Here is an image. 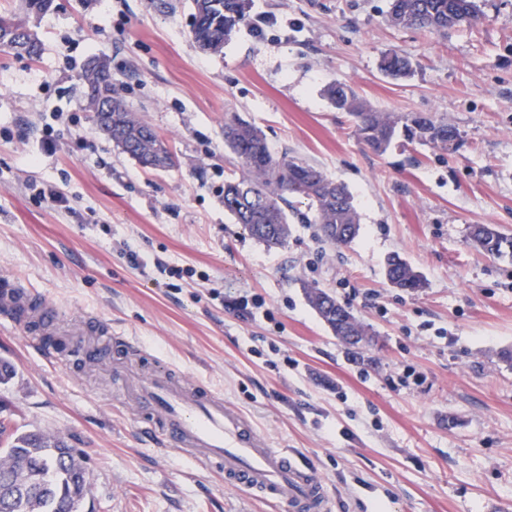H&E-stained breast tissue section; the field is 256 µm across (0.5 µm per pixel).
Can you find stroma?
I'll return each instance as SVG.
<instances>
[{"mask_svg": "<svg viewBox=\"0 0 512 512\" xmlns=\"http://www.w3.org/2000/svg\"><path fill=\"white\" fill-rule=\"evenodd\" d=\"M175 3L53 0L40 59L0 49V279L60 309L53 362L28 325L0 320V359L15 368L0 422L82 453L84 512H273L159 449L152 414L113 393L155 357L222 394L269 447L296 449L327 482L329 512H512V366L498 359L512 350V260L468 238L475 224L512 235V0H480L476 24L443 34L389 25L387 0H249L218 54L191 37L192 0ZM391 52L409 77L381 71ZM95 55L174 168H144L94 131L79 76ZM334 81L379 111L442 118L461 139L446 152L400 134L377 155L325 98ZM231 113L275 154L347 185L361 217L351 243H323L297 198L285 248L235 223ZM394 252L423 288L388 284ZM159 260L184 276H161ZM310 285L367 327L362 349L324 325ZM95 316L130 341L96 364L72 355L76 341L97 344Z\"/></svg>", "mask_w": 512, "mask_h": 512, "instance_id": "1", "label": "stroma"}]
</instances>
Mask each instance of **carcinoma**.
Wrapping results in <instances>:
<instances>
[{"mask_svg": "<svg viewBox=\"0 0 512 512\" xmlns=\"http://www.w3.org/2000/svg\"><path fill=\"white\" fill-rule=\"evenodd\" d=\"M194 22L191 35L198 45L224 49L241 23L246 20L247 0H193ZM477 0H391L387 21L394 26L420 27L444 33L449 28L470 25L477 18ZM18 27L30 30L29 57L39 58L40 39L31 15L18 16L0 11ZM382 71L393 77H407L411 62L387 54ZM115 92L112 74L94 81L85 93L87 106L102 94ZM327 98L339 112L347 113L361 142L378 155L386 153L399 131L449 151L456 147L460 134L454 126L429 115L379 112L356 91L342 82L325 89ZM112 139L122 141L127 153L146 167L154 168L164 156L176 164L165 140L151 132L127 105H122L121 123L112 126ZM224 147L234 160L239 174L224 182V210L268 249L287 245L289 227L284 205L288 198L308 201L312 211L309 223L318 226L321 239L332 245L350 243L359 232L360 215L346 185L329 178L321 169L296 156L274 154L263 132L234 115L224 120ZM469 239L482 252L493 257L512 258V236L489 224L470 227ZM388 283L401 291L414 292L424 286L422 276L399 254L386 261ZM311 307L330 331L351 347L368 336L367 328L348 307L323 289L305 288ZM0 512H82L87 495L83 483L86 469L82 459L67 442L41 430L7 432L0 423Z\"/></svg>", "mask_w": 512, "mask_h": 512, "instance_id": "carcinoma-1", "label": "carcinoma"}]
</instances>
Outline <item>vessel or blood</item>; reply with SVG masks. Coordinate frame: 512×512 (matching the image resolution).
<instances>
[{
  "label": "vessel or blood",
  "instance_id": "b4317fda",
  "mask_svg": "<svg viewBox=\"0 0 512 512\" xmlns=\"http://www.w3.org/2000/svg\"><path fill=\"white\" fill-rule=\"evenodd\" d=\"M30 295L18 279L0 283V318L13 320L29 309ZM134 406L149 405L159 419L151 435L166 449L219 467L225 484L282 508L326 512L328 496L317 471L298 454L269 447L263 435L222 395L154 363L132 385Z\"/></svg>",
  "mask_w": 512,
  "mask_h": 512
}]
</instances>
